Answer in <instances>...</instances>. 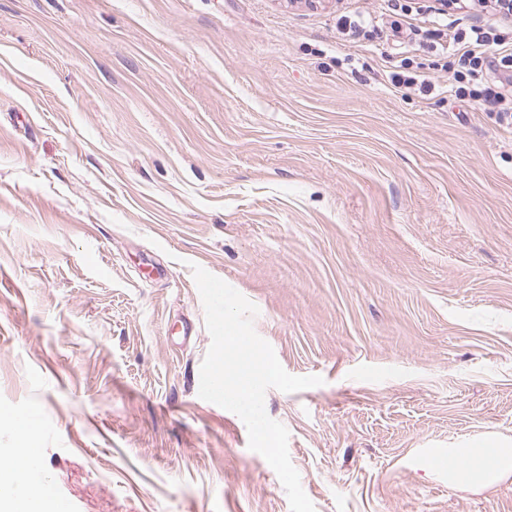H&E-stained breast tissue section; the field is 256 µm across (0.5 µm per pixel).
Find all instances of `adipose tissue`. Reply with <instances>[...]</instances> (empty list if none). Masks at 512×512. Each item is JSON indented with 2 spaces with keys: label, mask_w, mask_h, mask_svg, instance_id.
<instances>
[{
  "label": "adipose tissue",
  "mask_w": 512,
  "mask_h": 512,
  "mask_svg": "<svg viewBox=\"0 0 512 512\" xmlns=\"http://www.w3.org/2000/svg\"><path fill=\"white\" fill-rule=\"evenodd\" d=\"M11 426L20 446L10 465L0 470V512H54L52 500L16 490L20 476L34 464L28 445L36 440L41 427L23 417L12 418ZM446 473L452 488L473 491L494 488L512 479V441L483 438L467 447L450 449Z\"/></svg>",
  "instance_id": "1"
}]
</instances>
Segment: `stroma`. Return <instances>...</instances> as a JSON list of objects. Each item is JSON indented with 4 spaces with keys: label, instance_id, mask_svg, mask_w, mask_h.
Instances as JSON below:
<instances>
[{
    "label": "stroma",
    "instance_id": "35a3bbf8",
    "mask_svg": "<svg viewBox=\"0 0 512 512\" xmlns=\"http://www.w3.org/2000/svg\"><path fill=\"white\" fill-rule=\"evenodd\" d=\"M396 21L407 35L340 16ZM437 0H0V409L72 512H290L198 395L192 265L292 375L315 512H512L431 448L512 440V117L455 98ZM449 30L505 18L464 0ZM438 93H396L402 59Z\"/></svg>",
    "mask_w": 512,
    "mask_h": 512
}]
</instances>
